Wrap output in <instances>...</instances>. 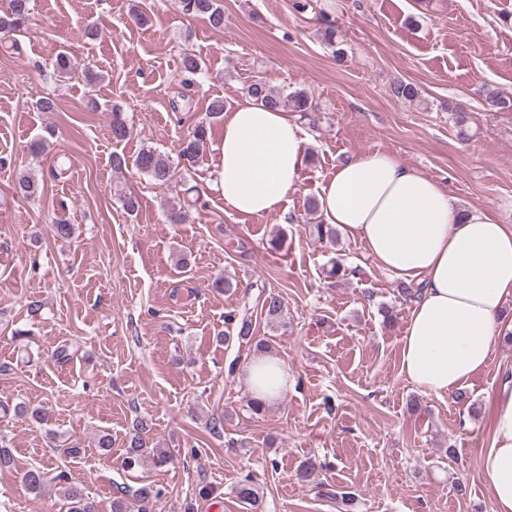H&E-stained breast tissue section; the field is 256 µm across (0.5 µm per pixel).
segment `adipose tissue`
I'll use <instances>...</instances> for the list:
<instances>
[{
    "label": "adipose tissue",
    "instance_id": "obj_1",
    "mask_svg": "<svg viewBox=\"0 0 512 512\" xmlns=\"http://www.w3.org/2000/svg\"><path fill=\"white\" fill-rule=\"evenodd\" d=\"M219 150L217 187L234 212H274L301 181L304 137L286 112L239 104ZM319 200L325 223L359 238L395 278L422 288L402 336L400 372L410 384L453 395L486 368L495 343L512 341V225L461 208L438 180L384 152L338 166ZM240 379L253 399L268 403L287 390L288 368L255 351ZM480 466L491 512H512V364L493 395Z\"/></svg>",
    "mask_w": 512,
    "mask_h": 512
}]
</instances>
